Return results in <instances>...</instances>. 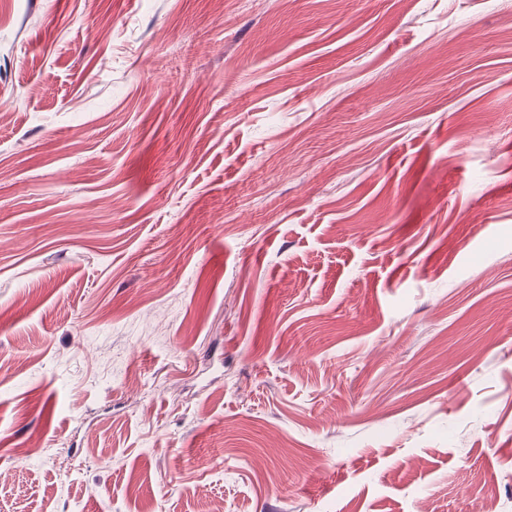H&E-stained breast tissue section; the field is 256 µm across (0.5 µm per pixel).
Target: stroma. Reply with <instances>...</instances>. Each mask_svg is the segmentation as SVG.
I'll return each instance as SVG.
<instances>
[{"mask_svg":"<svg viewBox=\"0 0 512 512\" xmlns=\"http://www.w3.org/2000/svg\"><path fill=\"white\" fill-rule=\"evenodd\" d=\"M510 309L512 0H0V512H512Z\"/></svg>","mask_w":512,"mask_h":512,"instance_id":"35a3bbf8","label":"stroma"}]
</instances>
